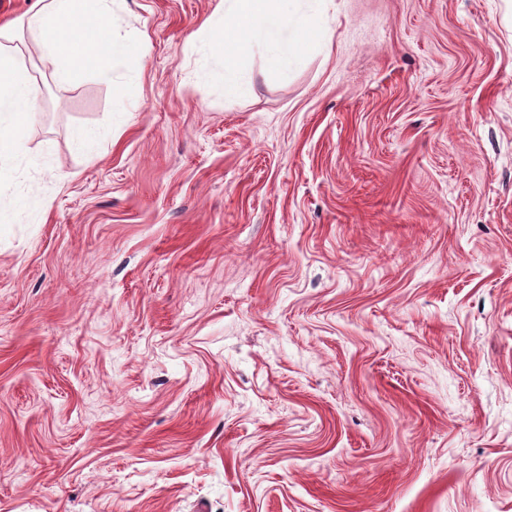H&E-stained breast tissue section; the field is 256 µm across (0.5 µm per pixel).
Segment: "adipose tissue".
<instances>
[{"mask_svg":"<svg viewBox=\"0 0 512 512\" xmlns=\"http://www.w3.org/2000/svg\"><path fill=\"white\" fill-rule=\"evenodd\" d=\"M112 0H33L22 21L0 25V185L17 179L12 162L25 155L24 115L34 100L32 77L18 54L21 29L35 36L37 60L59 79L90 71L111 76L114 67L137 53L135 44L113 40ZM216 33L197 48L204 59L224 68V91L235 95L238 52L253 38L270 47V68H280L294 54V35L317 34L307 17L283 10V0H226Z\"/></svg>","mask_w":512,"mask_h":512,"instance_id":"ef3b65f1","label":"adipose tissue"}]
</instances>
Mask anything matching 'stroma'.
<instances>
[{"label":"stroma","instance_id":"35a3bbf8","mask_svg":"<svg viewBox=\"0 0 512 512\" xmlns=\"http://www.w3.org/2000/svg\"><path fill=\"white\" fill-rule=\"evenodd\" d=\"M224 0L38 99L0 190V512H512V0ZM288 0H226L216 33L198 47L197 52L208 60L219 61L224 67V92L235 95L239 90L236 79L238 52L253 38L263 39L271 48L268 65L279 69L294 55L292 33L305 38L317 35L305 16H298L297 8L285 11L281 4Z\"/></svg>","mask_w":512,"mask_h":512}]
</instances>
